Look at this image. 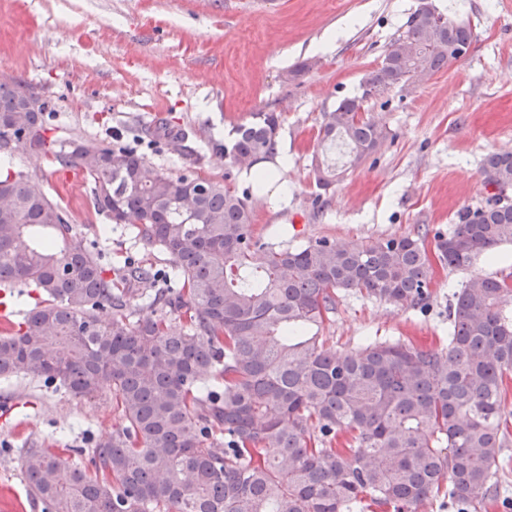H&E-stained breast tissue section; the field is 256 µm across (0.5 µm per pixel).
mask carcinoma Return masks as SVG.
I'll list each match as a JSON object with an SVG mask.
<instances>
[{
	"label": "carcinoma",
	"mask_w": 512,
	"mask_h": 512,
	"mask_svg": "<svg viewBox=\"0 0 512 512\" xmlns=\"http://www.w3.org/2000/svg\"><path fill=\"white\" fill-rule=\"evenodd\" d=\"M420 6L387 46L359 95L324 113L322 140L343 139L350 164L374 153L385 129L365 115L380 95L434 74L474 41L470 25ZM31 86L0 82V157L50 154L92 182L95 207L173 264L179 289L160 288L150 313L129 320V289L109 277L66 211L22 171L0 174V288H37L18 329L0 336V378L23 376L76 398L109 390L124 424L80 466L49 448L22 456L43 512H416L433 501L480 512L503 494V375L512 368V278L474 276L448 307V347L369 341L346 353L320 329L339 291L403 309L431 298L425 240L362 246L317 238L275 247L255 235L249 192L148 165L132 148L46 136L47 102L20 112ZM279 116L254 112L224 144L249 170L278 154ZM319 187L336 165L315 161ZM483 185L512 191V152L493 153ZM512 243V202L492 195L434 235L444 267L465 269ZM126 284L152 281L142 266ZM112 310L103 322L98 311Z\"/></svg>",
	"instance_id": "obj_1"
}]
</instances>
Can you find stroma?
Instances as JSON below:
<instances>
[{
    "instance_id": "35a3bbf8",
    "label": "stroma",
    "mask_w": 512,
    "mask_h": 512,
    "mask_svg": "<svg viewBox=\"0 0 512 512\" xmlns=\"http://www.w3.org/2000/svg\"><path fill=\"white\" fill-rule=\"evenodd\" d=\"M431 2L471 22L469 52L368 100L387 138L324 191L313 156L348 160L321 142L324 113L360 94L421 0H0V68L52 103L51 137L133 148L159 170L239 191L249 180L219 147L252 113H278L288 191L251 199L257 234L287 229L293 248L323 236L362 245L448 230L459 210L485 205L486 156L512 152V0ZM167 128L183 134L181 145L164 136ZM11 167L66 210L112 276L135 262L164 287L168 256L139 240L134 225L97 213L88 180L66 182L63 168L34 153ZM510 273L512 244L504 243L468 268L435 267L421 311L346 291L321 333L339 352L367 336L441 349L461 284ZM119 422L111 394L79 399L27 378L0 379V512H42L23 481L24 449L53 448L86 466Z\"/></svg>"
}]
</instances>
